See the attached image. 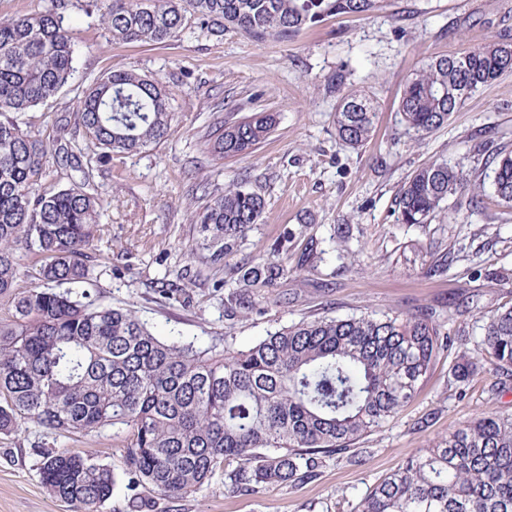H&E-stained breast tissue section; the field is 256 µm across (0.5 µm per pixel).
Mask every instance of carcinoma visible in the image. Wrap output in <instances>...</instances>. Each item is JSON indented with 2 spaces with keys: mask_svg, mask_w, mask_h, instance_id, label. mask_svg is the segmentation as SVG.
I'll list each match as a JSON object with an SVG mask.
<instances>
[{
  "mask_svg": "<svg viewBox=\"0 0 512 512\" xmlns=\"http://www.w3.org/2000/svg\"><path fill=\"white\" fill-rule=\"evenodd\" d=\"M383 0H47L34 14L0 19V434L31 422L58 434L121 437L124 473L167 498H182L232 461L229 488L255 490L316 476L322 455L363 461V438L396 418L434 363L457 350L449 386L482 368L512 378V308L486 317L474 349L441 331L433 314L315 317L270 332L247 349L162 338L135 311L102 303L88 255L103 240L111 205L94 166L166 139L171 94L134 69L95 78L77 111L61 114L47 143L27 111L73 79L75 41L65 19L92 8L119 45L161 44L198 27L256 39H286L329 18L368 16ZM512 71V44L489 41L461 56L428 60L404 83L401 123L417 136L445 124L464 102ZM336 136L359 148L373 136L376 109L362 90L336 83ZM274 115L218 117L202 135L213 161L244 157L265 142ZM98 149L86 157L80 140ZM492 189L512 205V147L493 159ZM55 181L45 188L47 181ZM236 179L207 200L199 229L205 263L222 269L265 212V199ZM462 169L435 160L411 173L396 198L402 224H424L452 195L470 191ZM259 253L216 284L224 311L247 316L261 288L297 273ZM30 263H25V259ZM42 484L72 512H99L116 473L92 456L48 450ZM354 512H512V415L484 413L411 455L355 505Z\"/></svg>",
  "mask_w": 512,
  "mask_h": 512,
  "instance_id": "1",
  "label": "carcinoma"
}]
</instances>
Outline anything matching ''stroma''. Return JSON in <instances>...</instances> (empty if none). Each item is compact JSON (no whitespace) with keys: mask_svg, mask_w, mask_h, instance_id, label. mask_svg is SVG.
Listing matches in <instances>:
<instances>
[{"mask_svg":"<svg viewBox=\"0 0 512 512\" xmlns=\"http://www.w3.org/2000/svg\"><path fill=\"white\" fill-rule=\"evenodd\" d=\"M380 11L331 18L285 40L259 41L228 31H204L163 44H113L98 13L70 15L76 74L47 104L30 109L33 132L52 133V119L74 112L81 89L95 77L135 68L158 77L172 94L175 122L158 145L113 157L95 181L112 193L97 246L96 269L105 303L133 309L162 337L206 344L225 338L249 347L303 319L360 314L405 315L436 310L443 331L477 338L487 311L512 306V208L490 194L450 197L446 213L427 224H403L395 197L409 174L434 160L491 183L493 157L512 145V72L465 101L447 126L425 139L405 129L398 98L405 80L428 59L465 53L512 34V0H384ZM368 93L378 116L362 149L336 138L335 80ZM239 116L273 112L269 141L245 158L209 162L199 140L217 101ZM249 173L265 213L238 251L267 250L291 233L288 263L300 275L260 291L247 318L224 312V295L198 276L189 259L202 240L203 200L192 183L212 187ZM451 357L441 356L412 402L361 440L362 464L324 457L315 479L259 491H229L217 471L195 493L170 499L144 487L129 490L120 439L67 438L30 423L0 434V512H71L52 498L40 474V453L66 449L95 456L118 473L100 512H129L139 494L146 512H348L386 474L437 437L479 413H512V388L498 393L483 369L465 393L449 391Z\"/></svg>","mask_w":512,"mask_h":512,"instance_id":"35a3bbf8","label":"stroma"}]
</instances>
